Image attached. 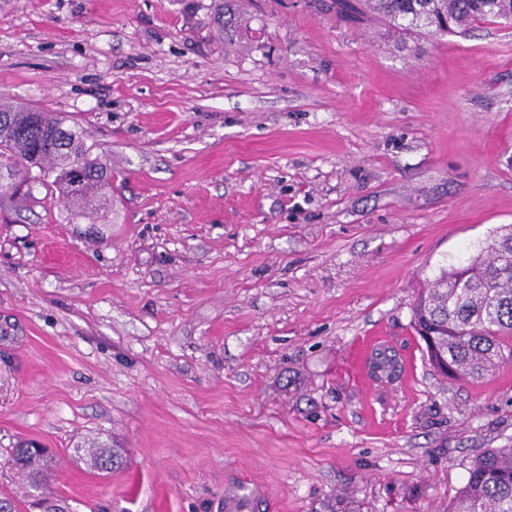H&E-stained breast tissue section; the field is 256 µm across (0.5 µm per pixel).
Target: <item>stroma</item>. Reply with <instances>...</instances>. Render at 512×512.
I'll use <instances>...</instances> for the list:
<instances>
[{
	"label": "stroma",
	"instance_id": "1",
	"mask_svg": "<svg viewBox=\"0 0 512 512\" xmlns=\"http://www.w3.org/2000/svg\"><path fill=\"white\" fill-rule=\"evenodd\" d=\"M223 3L0 0V94L112 162L107 217L0 207V460L48 448L72 512H225L246 481L253 512H447L512 445V360L436 376L411 305L512 224V25ZM365 336L393 380L353 376ZM73 451L78 458L85 460L90 470L97 473H112L123 464L122 454L115 448H78L77 446Z\"/></svg>",
	"mask_w": 512,
	"mask_h": 512
}]
</instances>
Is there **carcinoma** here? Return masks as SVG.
<instances>
[{"mask_svg":"<svg viewBox=\"0 0 512 512\" xmlns=\"http://www.w3.org/2000/svg\"><path fill=\"white\" fill-rule=\"evenodd\" d=\"M336 11L350 21L370 13L416 33L461 35L476 22H512V0H336ZM68 122L61 113L0 98V166H11L18 178L10 195H0L1 204L33 181L58 193L73 223L111 211L112 165ZM45 149L49 154L42 158L39 175L30 174L32 154ZM75 160L87 181L79 196L67 176ZM411 321L429 364L447 379L478 381L488 375V367L504 361L503 349L512 354V226L493 234L467 262L441 268L421 289ZM74 453L101 474L123 464L115 448L77 447ZM6 461L28 487L42 489L50 467L46 452L22 443ZM448 512H512V446L487 449L475 458Z\"/></svg>","mask_w":512,"mask_h":512,"instance_id":"carcinoma-1","label":"carcinoma"}]
</instances>
